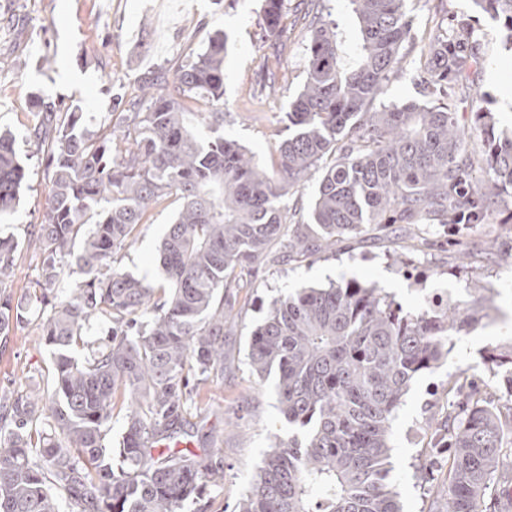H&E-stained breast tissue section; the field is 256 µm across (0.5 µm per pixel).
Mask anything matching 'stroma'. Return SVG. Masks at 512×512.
<instances>
[{
  "label": "stroma",
  "mask_w": 512,
  "mask_h": 512,
  "mask_svg": "<svg viewBox=\"0 0 512 512\" xmlns=\"http://www.w3.org/2000/svg\"><path fill=\"white\" fill-rule=\"evenodd\" d=\"M447 3L454 15H475L472 0ZM324 5L323 19L336 29L345 63L353 64L360 40L353 6L350 0H325ZM262 7L263 0H0V17L9 21L0 28V128L13 133L27 170L18 206L0 218V237L19 243L6 294L26 299L42 260L35 233L49 206L51 184L47 151L29 137L38 120L37 97L64 109L80 106L86 131L97 132L110 120L114 93L133 98L144 74L174 75L212 31L221 29L228 36L224 137L244 146L258 164L272 167L289 134L284 119L288 103L306 78L311 32L301 15L312 5L288 0L277 51L261 38ZM478 18L483 65L456 88L457 120L469 126L473 111L486 101L499 128L511 130L512 52L503 46L498 22L485 14ZM272 69L281 75L273 89L266 82ZM179 206L171 198L150 208L134 242L115 255L116 267L160 284L158 246ZM432 238V247L421 248L396 236L394 229L371 225L339 242L335 253L253 275V286L242 292L224 338V373L203 387L192 419L194 452L215 446L224 451V483L210 490L208 512H233L265 453L288 440L274 381L252 374L248 359L250 334L275 297L302 286L356 280L381 288L404 309L415 311L436 294L452 302L472 299L469 284L477 278L492 291L488 318L468 335L450 338L447 362L416 380L391 422L390 483L402 512H442L418 470L427 463L438 482L448 479L447 464L434 463L426 443L428 428L445 405L449 376H466L490 393L507 385L505 372L487 362L486 350L512 337V193L500 197L493 223L473 226L467 258L447 244L443 228H434ZM40 325V317H31L0 341V394L44 392L51 349L40 338Z\"/></svg>",
  "instance_id": "35a3bbf8"
}]
</instances>
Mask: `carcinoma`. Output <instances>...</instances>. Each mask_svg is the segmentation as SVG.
<instances>
[{"label": "carcinoma", "instance_id": "carcinoma-1", "mask_svg": "<svg viewBox=\"0 0 512 512\" xmlns=\"http://www.w3.org/2000/svg\"><path fill=\"white\" fill-rule=\"evenodd\" d=\"M502 23L512 50V0H472ZM361 42L348 66L333 28L312 22L306 79L285 116L292 134L267 169L224 127V56L219 30L167 78L148 74L150 104L117 98L137 135L111 129L93 137L75 107L59 115L44 98L34 142H50L52 199L37 241L43 256L34 300L0 295V337L38 305L53 347L46 384L52 396H0V512H206L208 484L224 480V454L165 453L156 445L192 436L200 385L224 373V320L262 262L304 261L362 231L366 224H448L467 236L487 224L500 195L512 189V135L494 112L477 108L474 124L457 122L455 84L481 64L479 35L468 18L441 12L416 70L420 100L383 104L390 76L414 40L406 0H351ZM288 0H264L262 38L277 43ZM210 100V111L187 102ZM208 129L205 137L193 124ZM487 146L482 178H472L467 140ZM311 222L289 224L278 206L324 160ZM26 178L8 133L0 135V216L14 211ZM171 196L181 207L164 236L166 285L154 288L113 265L133 241L150 204ZM19 243L0 238V285L13 273ZM86 276L52 302L64 267ZM484 318L473 303L436 302L406 311L391 296L358 282L300 288L276 298L252 332L254 374L276 377L288 442L266 453L234 512H400L391 471L394 412L413 382L448 359V339ZM108 324V340H84L91 322ZM86 346L79 359L74 349ZM509 366V389L484 396L448 382V409L431 447L448 450V483L432 482L447 512H497L491 483L509 480L512 459V342L491 349ZM123 410L119 445L107 424Z\"/></svg>", "mask_w": 512, "mask_h": 512}]
</instances>
